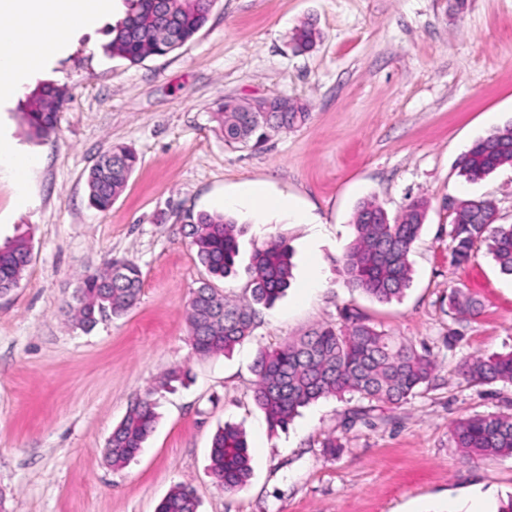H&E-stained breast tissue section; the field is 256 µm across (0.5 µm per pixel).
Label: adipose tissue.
I'll use <instances>...</instances> for the list:
<instances>
[{"mask_svg": "<svg viewBox=\"0 0 512 512\" xmlns=\"http://www.w3.org/2000/svg\"><path fill=\"white\" fill-rule=\"evenodd\" d=\"M113 10V0H0V99Z\"/></svg>", "mask_w": 512, "mask_h": 512, "instance_id": "adipose-tissue-1", "label": "adipose tissue"}]
</instances>
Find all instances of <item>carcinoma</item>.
<instances>
[{"instance_id": "obj_1", "label": "carcinoma", "mask_w": 512, "mask_h": 512, "mask_svg": "<svg viewBox=\"0 0 512 512\" xmlns=\"http://www.w3.org/2000/svg\"><path fill=\"white\" fill-rule=\"evenodd\" d=\"M211 0H132L126 19L110 30L105 50L137 65L164 56L190 41L208 21ZM318 33L310 24L295 30L292 41L300 51L311 48ZM34 95L25 119L33 136L55 132L57 113L45 111V94ZM304 108L288 103L281 112L246 109L239 101H224L213 120L229 147H259L269 130H288L305 121ZM139 162L125 145H114L102 154L87 177L91 206L105 212L122 194ZM512 165V124L477 140L459 162L461 175L478 182L496 169ZM425 220V205L410 202L401 216L390 221L373 201L357 208L355 238L339 259L347 287L378 302L401 299L412 282L409 260ZM497 208L488 199L464 200L453 211L448 235L452 260L467 263L479 244H486L500 272L512 275V225L497 223ZM188 235L198 262L208 275L224 279L234 271L238 255L236 224L223 214L187 216ZM292 250L283 237H272L255 250L250 266L251 301L237 303L205 281L193 293L188 311V335L199 355L230 353L252 336L260 308H270L290 286ZM30 240L21 235L0 246V295L18 287L31 263ZM142 271L132 261H114L103 274H89L76 290L75 317L93 329L108 317L127 312L139 300ZM448 307L458 314L475 316L478 299L462 288L448 296ZM437 368L429 354L417 351L406 339L377 329L359 313L344 314L340 327L319 325L278 347L262 349L254 363V399L264 412L268 429L284 430L299 410L325 397L358 396L370 401L404 403L416 397L434 379ZM458 375L470 386L495 382L512 384V352L467 356ZM158 415L149 397L133 401L112 430L105 457L114 467L131 461L154 432ZM464 458L512 457V413L494 412L457 421L452 430ZM210 471L216 485L226 492L243 490L251 477L247 433L243 426L226 424L215 433ZM199 501L185 485L175 486L160 502L157 512H198Z\"/></svg>"}]
</instances>
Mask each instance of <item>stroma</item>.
I'll list each match as a JSON object with an SVG mask.
<instances>
[{
	"instance_id": "stroma-1",
	"label": "stroma",
	"mask_w": 512,
	"mask_h": 512,
	"mask_svg": "<svg viewBox=\"0 0 512 512\" xmlns=\"http://www.w3.org/2000/svg\"><path fill=\"white\" fill-rule=\"evenodd\" d=\"M127 9L118 0L103 27L73 37L0 101V138L42 158L26 195L0 174V243L25 232L32 245L19 288L0 296V507L156 512L185 484L199 512H465L475 497L496 512L512 493V457L463 458L452 428L512 405V384L470 387L457 374L463 357L512 351V276L483 245L453 264L448 229L456 203L483 197L512 224V165L475 184L458 168L478 138L512 123V0H214L192 41L138 65L104 50ZM307 21L320 38L299 53L290 36ZM43 85L66 89L68 102L55 134L38 140L22 114ZM271 96L302 103L306 120L262 147H226L212 119L224 98ZM115 144L140 162L100 212L86 177ZM245 183L295 213L260 221L233 211L236 272L215 288L249 300L252 255L273 236L294 251V280L249 340L202 357L187 311L206 272L184 225ZM416 198L427 212L405 295L380 303L347 288L336 261L354 239L358 204L373 199L394 216ZM116 259L140 267V298L83 330L68 315L79 280ZM315 270L323 285L310 290ZM454 288L476 295L479 315L449 310ZM347 307L429 352L431 386L401 404L322 399L270 433L254 401L259 350L339 324ZM177 368L183 380L167 383ZM145 395L157 426L112 469L106 440ZM227 422L244 426L251 452L253 476L239 492L217 487L209 470ZM336 435L344 450L330 458L322 442Z\"/></svg>"
}]
</instances>
